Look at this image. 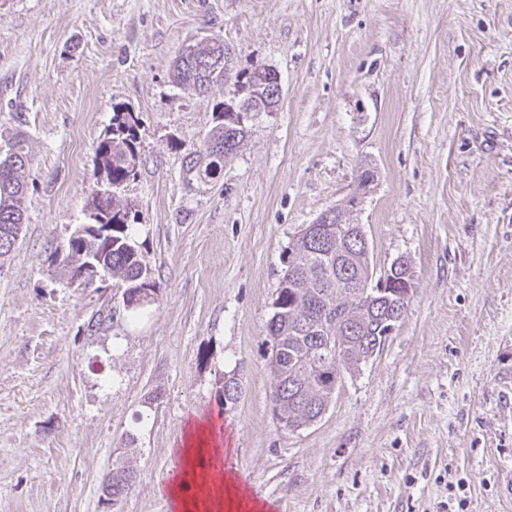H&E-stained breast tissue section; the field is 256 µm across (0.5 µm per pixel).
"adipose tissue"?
Listing matches in <instances>:
<instances>
[{
  "mask_svg": "<svg viewBox=\"0 0 512 512\" xmlns=\"http://www.w3.org/2000/svg\"><path fill=\"white\" fill-rule=\"evenodd\" d=\"M177 451L180 468L165 491L174 512H265V503L242 495L233 473L219 468L212 451L219 447L218 420H188Z\"/></svg>",
  "mask_w": 512,
  "mask_h": 512,
  "instance_id": "ef3b65f1",
  "label": "adipose tissue"
}]
</instances>
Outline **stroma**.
Listing matches in <instances>:
<instances>
[{"label":"stroma","mask_w":512,"mask_h":512,"mask_svg":"<svg viewBox=\"0 0 512 512\" xmlns=\"http://www.w3.org/2000/svg\"><path fill=\"white\" fill-rule=\"evenodd\" d=\"M222 37L237 70L278 72L224 174L186 184L184 147L220 94L171 78ZM140 119L121 199L157 299L110 329L106 301L50 255L86 223L113 105ZM24 134L25 219L0 265V512H169L189 418L217 411L254 494L279 512H512V0H0V148ZM375 182L358 190L362 169ZM362 202L376 268L414 291L383 349L321 420L273 415L266 352L283 255L325 210ZM240 398L221 410L224 376ZM125 452L112 464V473H109L105 480L104 485H109L112 482V498L108 500L112 503V508L126 496L132 485L136 481L137 469L136 466Z\"/></svg>","instance_id":"1"}]
</instances>
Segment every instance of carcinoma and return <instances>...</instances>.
Here are the masks:
<instances>
[{
    "label": "carcinoma",
    "instance_id": "obj_1",
    "mask_svg": "<svg viewBox=\"0 0 512 512\" xmlns=\"http://www.w3.org/2000/svg\"><path fill=\"white\" fill-rule=\"evenodd\" d=\"M221 38L193 45V51L175 58L173 83L196 95H208L235 78L233 96L216 104L215 125L201 146L184 152L185 180L205 182L220 175L224 158L246 137L250 122L245 113L233 111V102L263 96L257 70L224 74ZM138 118L121 106H112V119L95 153L94 182L85 203L90 222L71 236V250L51 262L62 266L67 283L90 257H100L113 286L123 289L127 317L134 318L157 295L152 269L143 261L133 236L138 213L119 200L121 188L135 179L139 167ZM31 159L25 138L17 136L0 154V260L13 251L23 219V200ZM356 225L337 214L331 224L319 225L318 235L298 238L290 247L297 274L284 271L272 302L266 328L269 368L275 385L273 412L278 423L295 431L318 422L335 389L324 376L348 372L373 357L386 340L383 317L403 316L409 301L398 288L380 291L368 285L370 254L357 240ZM341 358H336V352ZM222 402L233 405L240 398L239 383L225 376ZM137 477L128 455L112 464V505L126 496Z\"/></svg>",
    "mask_w": 512,
    "mask_h": 512
}]
</instances>
